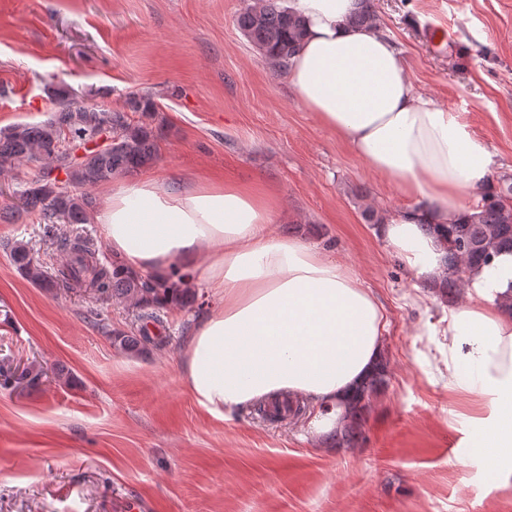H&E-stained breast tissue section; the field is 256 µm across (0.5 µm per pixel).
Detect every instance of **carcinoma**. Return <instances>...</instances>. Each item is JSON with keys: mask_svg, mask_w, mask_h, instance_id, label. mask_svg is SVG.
<instances>
[{"mask_svg": "<svg viewBox=\"0 0 512 512\" xmlns=\"http://www.w3.org/2000/svg\"><path fill=\"white\" fill-rule=\"evenodd\" d=\"M351 21L359 26H379L373 0H358ZM237 26L248 41L270 65L281 72L299 51L303 38L301 21L290 14L281 0H253L237 15ZM59 106L42 122L17 123L0 130V174L20 166L42 161L61 164L64 186L54 179L35 178L18 183L15 190L19 204L13 214L38 216L43 224V238L58 251L67 253L66 264L50 273L33 259L27 245L16 244L10 257L21 274L32 283L49 288L62 284L82 290L100 301L124 299L137 309V335L112 333L114 346L129 353H140L148 347H163L167 337L151 333L166 326L167 309L183 306L189 300L184 287L187 274L171 271L164 282L144 276L119 259L98 258L99 248L88 234L68 235L61 231L67 224H87L96 199L90 189L112 178L133 173L152 164L158 156L157 135L151 124L134 122L129 113H140L152 119L156 106L149 95L132 94L125 107L112 110L78 101L68 91L58 94ZM107 131L111 142L102 149L85 151L76 161L55 154L58 144L68 138L78 145L92 141ZM426 231L440 239L445 250L446 276L435 289L444 303L454 302L461 293L460 282L471 270L491 265L504 254L512 255V183L501 182L489 187L474 213L461 224L448 227L428 224ZM388 362L380 359L373 372L359 385L354 396L343 402L344 414L336 428L324 440L336 447L350 446L363 439L362 425L371 398L386 383ZM277 414L304 417L311 414L310 405L285 401Z\"/></svg>", "mask_w": 512, "mask_h": 512, "instance_id": "cac0c4a2", "label": "carcinoma"}]
</instances>
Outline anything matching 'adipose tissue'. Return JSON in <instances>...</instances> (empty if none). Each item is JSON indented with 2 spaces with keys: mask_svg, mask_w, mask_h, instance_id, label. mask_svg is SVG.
I'll list each match as a JSON object with an SVG mask.
<instances>
[{
  "mask_svg": "<svg viewBox=\"0 0 512 512\" xmlns=\"http://www.w3.org/2000/svg\"><path fill=\"white\" fill-rule=\"evenodd\" d=\"M284 5L304 25L288 74L294 96L410 199L379 234L418 279L442 278L445 252L422 227L460 221L492 152L460 113L416 88L390 37L352 24L356 0ZM279 213L260 188L144 179L113 186L96 215L114 256L159 278L180 262L217 297L187 340L182 378L220 420L262 400L335 407L382 349L384 315L371 291L309 243L272 236ZM511 285L512 255L474 270L440 327L448 389L473 398L475 445L490 449L496 475L512 473V316L491 302Z\"/></svg>",
  "mask_w": 512,
  "mask_h": 512,
  "instance_id": "1",
  "label": "adipose tissue"
}]
</instances>
